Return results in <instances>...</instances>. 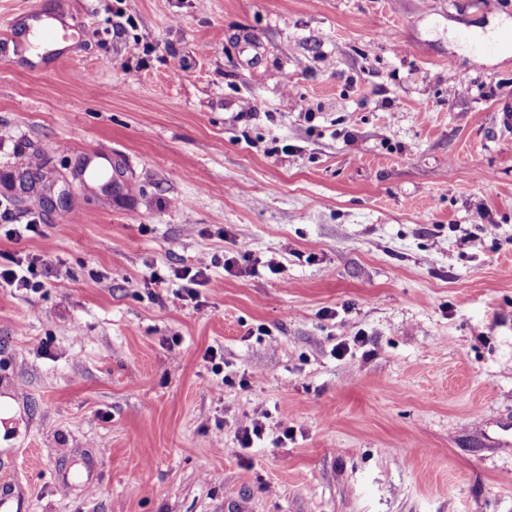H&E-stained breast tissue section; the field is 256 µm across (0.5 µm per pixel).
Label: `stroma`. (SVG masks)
Here are the masks:
<instances>
[{"instance_id":"stroma-1","label":"stroma","mask_w":512,"mask_h":512,"mask_svg":"<svg viewBox=\"0 0 512 512\" xmlns=\"http://www.w3.org/2000/svg\"><path fill=\"white\" fill-rule=\"evenodd\" d=\"M45 17L65 46L35 63ZM507 28L512 0H0V263L56 256L0 288V487L512 512ZM52 252L43 251L31 257L16 258L11 261L13 266H0V288H16L17 290H30L42 288L40 281H33L37 275V268L50 269L55 263ZM213 260L206 256L198 257L191 266L183 267L175 273L178 280L183 281L179 289L172 293V302L179 303L185 301L186 297L193 296V288L207 276V271L213 264Z\"/></svg>"}]
</instances>
